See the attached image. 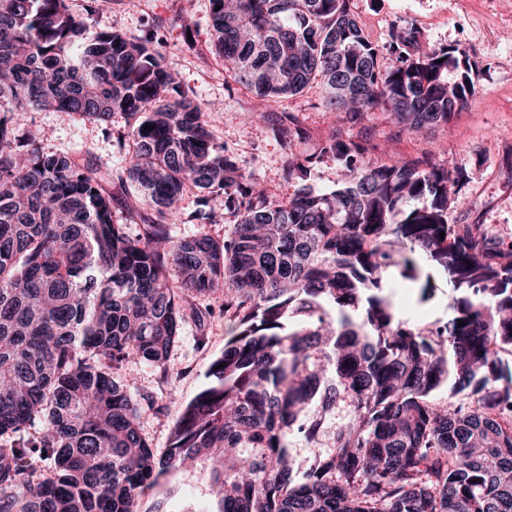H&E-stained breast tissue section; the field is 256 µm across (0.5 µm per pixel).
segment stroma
Returning <instances> with one entry per match:
<instances>
[{"label":"stroma","mask_w":512,"mask_h":512,"mask_svg":"<svg viewBox=\"0 0 512 512\" xmlns=\"http://www.w3.org/2000/svg\"><path fill=\"white\" fill-rule=\"evenodd\" d=\"M352 13L365 35L379 51L382 68L399 65L391 46V24L399 20L415 27L419 52L439 46L466 51L479 75L469 106L445 125L408 132L382 112L369 113L355 123L345 115L325 111L320 84L283 99L275 107L237 84L226 80L224 68L211 52L209 0H112L109 12L92 21L91 31L117 30L134 37L159 30L164 37L166 64L177 74L183 91L202 100L208 119L234 155L255 179L279 197L296 191V183L283 175L287 149L308 156L330 135L361 138L373 156L391 163L433 155L466 170L468 180L448 206L451 218L485 225L489 235L512 238V0H349ZM189 20L190 35H183L181 22ZM299 119L300 134L285 144L276 134L284 113ZM20 127L37 126L46 149L71 152L108 169L126 164L123 121L103 127L63 112H27ZM398 314L418 324L447 322L448 285L438 279L435 296L419 302L416 292L402 285L394 290ZM225 298L213 293L194 297L197 305L211 306L215 314L205 330L193 321L182 327L169 362L168 382H160L145 363L131 361L126 389L133 399L149 394L152 406L143 409L139 425L156 452H164L182 403L188 402L206 382V373L224 349L233 312L224 308ZM165 512H211L209 489L199 472L176 471L162 487L141 501L143 512L155 504Z\"/></svg>","instance_id":"35a3bbf8"}]
</instances>
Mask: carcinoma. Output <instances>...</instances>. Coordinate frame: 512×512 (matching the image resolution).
<instances>
[{
  "mask_svg": "<svg viewBox=\"0 0 512 512\" xmlns=\"http://www.w3.org/2000/svg\"><path fill=\"white\" fill-rule=\"evenodd\" d=\"M111 3L0 0V512H140L168 474L196 469L224 491L211 512H512V368L500 358L512 353V240L448 223L463 170L375 161L332 135L288 153L283 171L304 181L333 158L341 185L274 200L153 38L88 36ZM211 18L224 71L267 102L318 81L326 111L380 110L417 132L475 91L463 53L413 55L416 31L400 23L402 65L382 69L348 0H211ZM50 110L122 119L128 166L110 174L18 130L21 114ZM110 180L132 198L119 219ZM194 191L196 223L216 203L236 213L223 243L172 240ZM439 275L448 322L402 319L390 289L409 283L426 301ZM215 290L235 323L158 455L126 366L168 377L183 322L213 315L188 296ZM338 413L345 423H326ZM299 435L316 448L300 477Z\"/></svg>",
  "mask_w": 512,
  "mask_h": 512,
  "instance_id": "cac0c4a2",
  "label": "carcinoma"
}]
</instances>
